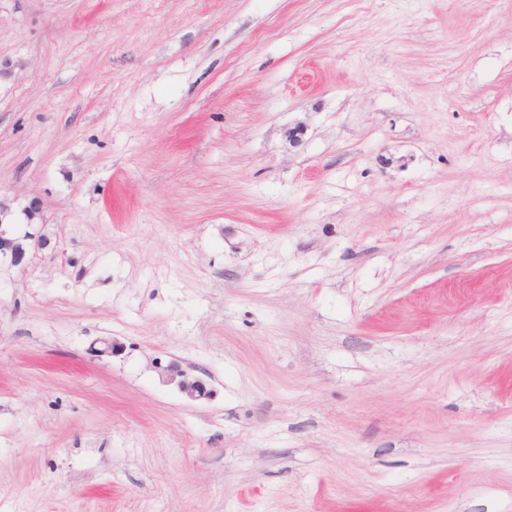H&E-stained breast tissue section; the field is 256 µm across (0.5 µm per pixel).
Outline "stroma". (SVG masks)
Listing matches in <instances>:
<instances>
[{"instance_id": "obj_1", "label": "stroma", "mask_w": 512, "mask_h": 512, "mask_svg": "<svg viewBox=\"0 0 512 512\" xmlns=\"http://www.w3.org/2000/svg\"><path fill=\"white\" fill-rule=\"evenodd\" d=\"M0 53V512H512V0H0ZM10 207L0 199V264L2 258L12 266H18L26 257L27 252L35 245L43 244V235L36 236L30 232L19 234L11 220ZM186 373L175 364L165 366L161 371L162 380L167 384H176L180 391L193 400L207 398L210 395L205 383L200 379L187 380Z\"/></svg>"}]
</instances>
